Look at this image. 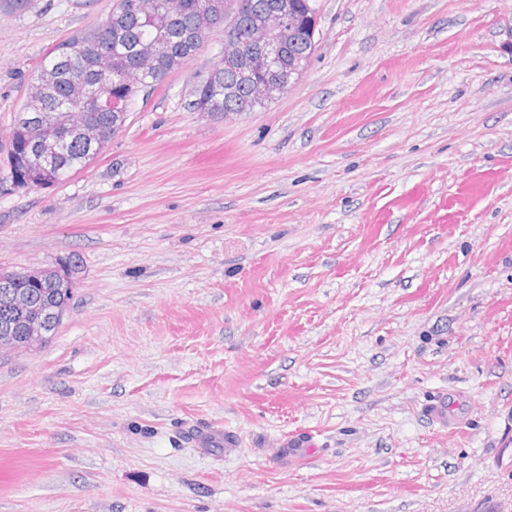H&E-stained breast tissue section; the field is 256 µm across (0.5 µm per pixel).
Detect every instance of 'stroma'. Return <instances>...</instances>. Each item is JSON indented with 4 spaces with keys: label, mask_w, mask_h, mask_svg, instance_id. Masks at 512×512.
Segmentation results:
<instances>
[{
    "label": "stroma",
    "mask_w": 512,
    "mask_h": 512,
    "mask_svg": "<svg viewBox=\"0 0 512 512\" xmlns=\"http://www.w3.org/2000/svg\"><path fill=\"white\" fill-rule=\"evenodd\" d=\"M111 6L0 12V143ZM313 6L236 120L189 107L212 40L64 181L0 153V270L74 267L0 356V512H512V0ZM26 289L33 295L35 303L44 311V314L47 310L53 313L50 316H44V314L42 316L45 323L49 326L47 328L48 335H46L48 336L46 340H48L51 336L55 335L61 324L63 309L68 310L70 307L74 290L72 282L68 280L61 281L50 273L47 278L31 284Z\"/></svg>",
    "instance_id": "1"
}]
</instances>
